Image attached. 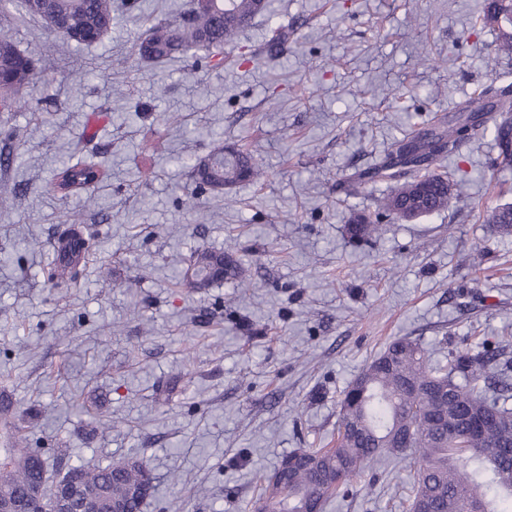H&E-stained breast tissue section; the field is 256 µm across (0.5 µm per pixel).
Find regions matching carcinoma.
Listing matches in <instances>:
<instances>
[{
    "mask_svg": "<svg viewBox=\"0 0 512 512\" xmlns=\"http://www.w3.org/2000/svg\"><path fill=\"white\" fill-rule=\"evenodd\" d=\"M25 15L55 25L61 50L70 44L92 45L112 27L113 0H24ZM268 0H188L176 16L149 21L138 44L140 59L162 64L174 58L208 53L232 43L251 22L268 11ZM479 17L497 31L495 54L512 57V12L502 0H484ZM20 17L0 7V112L17 108V95L34 76L32 59L17 48L9 31ZM288 43V28L280 26L266 43V53L280 54ZM461 112H481L470 127L471 139L493 128L498 149L512 134V86L491 87L459 106ZM463 140L456 126L418 131L391 142L373 167L347 179V191L357 194L369 183L389 184L381 208L402 221H414L448 207L457 191L448 175L438 171L442 161ZM198 187L222 194L241 183H261L266 174L250 152L230 147L207 163L190 165ZM100 163L64 161L58 167L53 191L68 198L100 181ZM485 223L497 236L512 237V203L492 208ZM382 232L369 215L350 216L346 233L355 241ZM95 234L62 229L57 243H67L47 274L53 286H70L78 279V264L89 252ZM194 272L184 269L176 282L197 293L217 282L238 288L251 285L249 270L222 251H204L192 260ZM498 347L484 346L471 353H455L448 362H432L428 352L408 337L393 339L343 392L336 444L305 448L313 465H296L260 482L255 512H322L326 501L343 485L364 475L370 463L389 458L401 463L413 455L420 463L410 496L409 512L429 499L435 512H512V382ZM491 417L495 424L477 433L474 421ZM33 423L20 420L9 394L0 396V503L15 502L32 488L52 501L54 484L46 477L47 461L32 448ZM71 473L96 506L108 512L118 502L126 512H141L143 501L131 488L151 476L146 460L115 456L106 464L68 463Z\"/></svg>",
    "mask_w": 512,
    "mask_h": 512,
    "instance_id": "obj_1",
    "label": "carcinoma"
}]
</instances>
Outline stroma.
<instances>
[{
    "mask_svg": "<svg viewBox=\"0 0 512 512\" xmlns=\"http://www.w3.org/2000/svg\"><path fill=\"white\" fill-rule=\"evenodd\" d=\"M186 2L117 9L100 43L65 53L42 20L11 32L35 65L22 98L52 106L0 112V132L24 133L0 188L25 190L0 212V390L36 413L40 446L71 461L146 459L144 512H249L282 457L335 439L344 390L391 339L439 359L485 340L512 356V238L483 221L512 203V167L492 133L447 159L462 189L440 212L404 222L382 211L381 187L342 190L394 138L512 83V58L485 66L496 32L477 19L482 0H269L221 63L140 60L146 13ZM280 25L292 37L272 58ZM78 144L108 170L91 210L47 190ZM222 145L248 146L267 180L190 208L185 161ZM358 211L381 237L349 239ZM65 215L96 237L62 292L46 281L52 249L23 242L53 239ZM206 250L260 255L252 288L181 293L176 275ZM103 263L129 291L102 287ZM135 306L143 320L129 319ZM101 419L110 432L86 442ZM413 476L375 463L323 512H408Z\"/></svg>",
    "mask_w": 512,
    "mask_h": 512,
    "instance_id": "obj_1",
    "label": "stroma"
}]
</instances>
